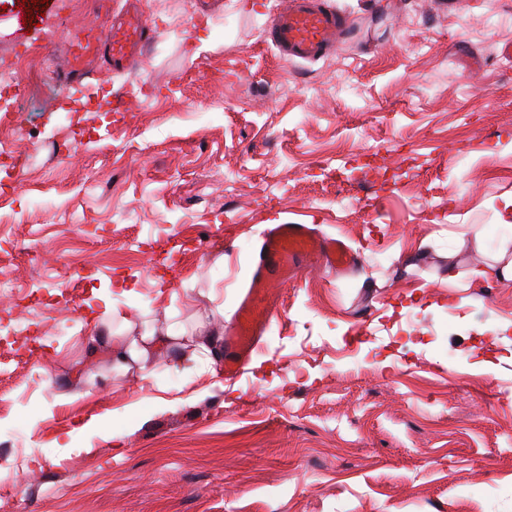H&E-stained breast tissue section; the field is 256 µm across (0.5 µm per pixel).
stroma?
<instances>
[{"instance_id":"stroma-1","label":"stroma","mask_w":512,"mask_h":512,"mask_svg":"<svg viewBox=\"0 0 512 512\" xmlns=\"http://www.w3.org/2000/svg\"><path fill=\"white\" fill-rule=\"evenodd\" d=\"M327 2L353 29L311 63L265 36L277 0H144L161 35L134 67L59 100L38 57L30 94L0 91L25 159L0 166V247L44 257L0 279L53 295L0 300L9 512H512V280L489 266L512 249V0ZM95 11L0 0V55L48 28L64 52ZM267 223L359 263L281 286L240 378L87 362L107 310L228 328Z\"/></svg>"}]
</instances>
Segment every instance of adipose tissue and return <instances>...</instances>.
<instances>
[{
  "mask_svg": "<svg viewBox=\"0 0 512 512\" xmlns=\"http://www.w3.org/2000/svg\"><path fill=\"white\" fill-rule=\"evenodd\" d=\"M85 347L89 356L110 359L114 367L126 370L135 366L143 371L159 355L176 348H191L195 360L212 361L222 353V338L213 331L188 336L168 327H154L131 337L105 318L97 324Z\"/></svg>",
  "mask_w": 512,
  "mask_h": 512,
  "instance_id": "obj_1",
  "label": "adipose tissue"
}]
</instances>
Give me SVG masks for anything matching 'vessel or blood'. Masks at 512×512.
<instances>
[{
	"instance_id": "obj_1",
	"label": "vessel or blood",
	"mask_w": 512,
	"mask_h": 512,
	"mask_svg": "<svg viewBox=\"0 0 512 512\" xmlns=\"http://www.w3.org/2000/svg\"><path fill=\"white\" fill-rule=\"evenodd\" d=\"M348 20L322 0H290L275 7L266 34L279 53L293 63L319 60ZM154 28L144 12L126 7L105 35L84 30L73 35L69 48L72 74L82 76L90 62L108 54L113 70L124 69L140 53ZM357 255L342 240L316 233L307 224H277L262 233L251 285L224 340V374L236 377L249 362L278 308L275 284L297 280L306 268L336 272L352 269Z\"/></svg>"
}]
</instances>
